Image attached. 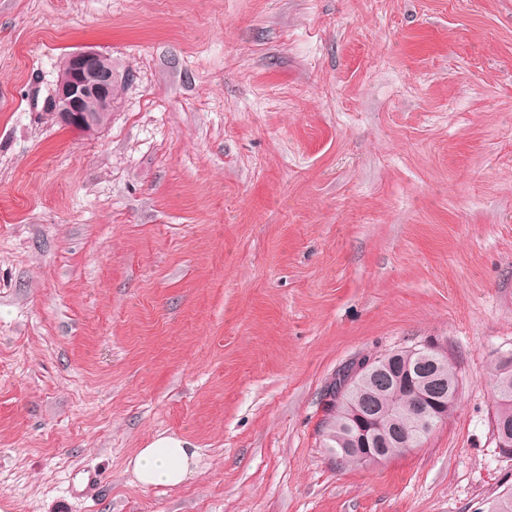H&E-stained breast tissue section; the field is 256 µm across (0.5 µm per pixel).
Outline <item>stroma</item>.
Here are the masks:
<instances>
[{
  "label": "stroma",
  "instance_id": "1",
  "mask_svg": "<svg viewBox=\"0 0 512 512\" xmlns=\"http://www.w3.org/2000/svg\"><path fill=\"white\" fill-rule=\"evenodd\" d=\"M79 49L95 135L41 110ZM422 345L452 415L342 463L328 387ZM510 354L512 0H0V512H487ZM110 57L95 50L75 51L64 59L43 112L66 127L98 134L117 108L121 84ZM496 397L494 417L498 422L500 436L508 435L512 440V357L500 362L493 374ZM174 436L158 437L128 461L134 481L142 486L176 487L196 472V448Z\"/></svg>",
  "mask_w": 512,
  "mask_h": 512
}]
</instances>
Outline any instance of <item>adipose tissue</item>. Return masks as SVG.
<instances>
[{
    "label": "adipose tissue",
    "mask_w": 512,
    "mask_h": 512,
    "mask_svg": "<svg viewBox=\"0 0 512 512\" xmlns=\"http://www.w3.org/2000/svg\"><path fill=\"white\" fill-rule=\"evenodd\" d=\"M196 449L186 447L174 436L152 441L128 462V469L143 486L176 487L189 481L196 472Z\"/></svg>",
    "instance_id": "1"
}]
</instances>
